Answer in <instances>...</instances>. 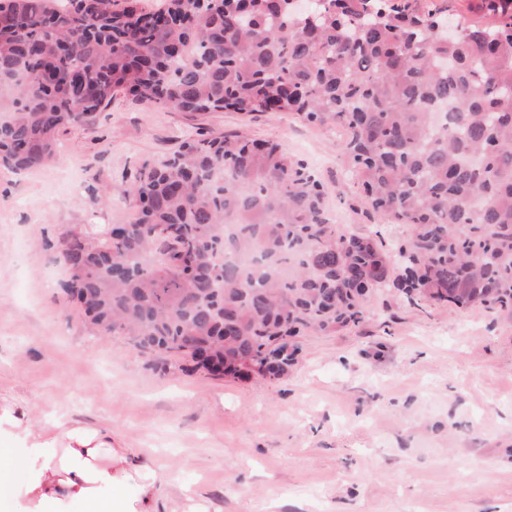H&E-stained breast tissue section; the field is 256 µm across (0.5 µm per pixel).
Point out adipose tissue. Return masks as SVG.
<instances>
[{"label": "adipose tissue", "instance_id": "1", "mask_svg": "<svg viewBox=\"0 0 512 512\" xmlns=\"http://www.w3.org/2000/svg\"><path fill=\"white\" fill-rule=\"evenodd\" d=\"M41 451L29 468L26 447ZM27 473L35 512H158L153 493L160 475L149 459L121 445L111 427L59 419L51 428L34 423L30 410L0 405V488ZM135 496H127L128 488Z\"/></svg>", "mask_w": 512, "mask_h": 512}]
</instances>
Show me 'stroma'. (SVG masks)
I'll return each instance as SVG.
<instances>
[{
	"instance_id": "35a3bbf8",
	"label": "stroma",
	"mask_w": 512,
	"mask_h": 512,
	"mask_svg": "<svg viewBox=\"0 0 512 512\" xmlns=\"http://www.w3.org/2000/svg\"><path fill=\"white\" fill-rule=\"evenodd\" d=\"M207 129L279 143L314 169L334 223L390 249L406 239L354 184L342 128L118 95L94 128L63 133L49 164L0 168V398L150 453L160 512H183L188 491L209 512H512V316L499 309L386 289L357 326L307 336L288 379L234 381L140 354L67 302L61 238L132 217L94 189L130 185Z\"/></svg>"
}]
</instances>
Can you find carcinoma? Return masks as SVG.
<instances>
[{
  "label": "carcinoma",
  "mask_w": 512,
  "mask_h": 512,
  "mask_svg": "<svg viewBox=\"0 0 512 512\" xmlns=\"http://www.w3.org/2000/svg\"><path fill=\"white\" fill-rule=\"evenodd\" d=\"M0 0V164L40 168L57 135L119 93L189 114L292 112L346 132L373 211L408 227L398 260L333 223L313 169L214 131L118 188L112 232L68 235L66 291L107 336L235 380L281 379L298 338L358 324L391 286L413 303L512 315V0L487 23L410 0Z\"/></svg>",
  "instance_id": "carcinoma-1"
}]
</instances>
